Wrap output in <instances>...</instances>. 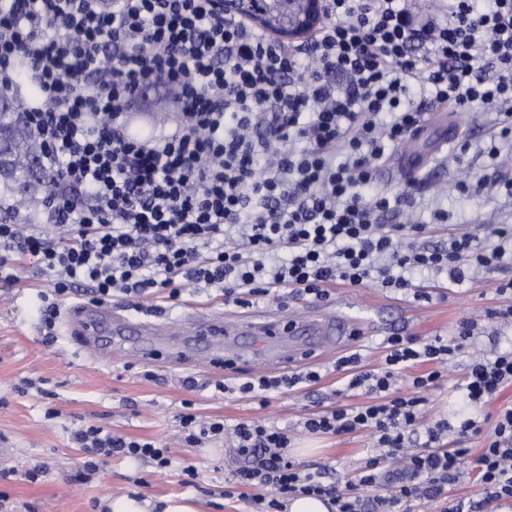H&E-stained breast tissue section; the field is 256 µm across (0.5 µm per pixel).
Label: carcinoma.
I'll return each mask as SVG.
<instances>
[{
	"instance_id": "carcinoma-1",
	"label": "carcinoma",
	"mask_w": 512,
	"mask_h": 512,
	"mask_svg": "<svg viewBox=\"0 0 512 512\" xmlns=\"http://www.w3.org/2000/svg\"><path fill=\"white\" fill-rule=\"evenodd\" d=\"M0 196L28 207L49 187L57 172L44 162L45 149L13 100L0 107Z\"/></svg>"
}]
</instances>
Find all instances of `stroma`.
Masks as SVG:
<instances>
[{
	"label": "stroma",
	"instance_id": "obj_1",
	"mask_svg": "<svg viewBox=\"0 0 512 512\" xmlns=\"http://www.w3.org/2000/svg\"><path fill=\"white\" fill-rule=\"evenodd\" d=\"M496 120L494 111L475 114L456 108L448 114V132L455 142L470 143L464 163L452 152L435 151L436 128H429L415 142L428 165L414 176L399 170H377L375 189L390 193L415 194L417 215L430 221L436 208L448 211L446 229L420 237L424 246L447 242L449 230L483 235L489 225L512 229V199L497 192L468 197L454 191L462 176L493 182L512 173V150L499 156L486 150L488 133ZM512 279V262L492 263L480 269L473 281L463 285L434 283L425 274L416 275L417 293L392 292L374 284L352 288L330 285V296L317 300L296 292L260 300L249 308L225 304L217 291L196 293L185 282L181 299L170 304L164 295L118 296L112 309L129 319L152 315L178 320L197 310L226 322L271 316L279 322L309 318L320 313L343 317L354 328L338 348L318 351L294 366V373L320 371L314 383L273 392L267 405L238 394L216 391V384H234L257 373L258 359L248 354L233 367L217 363L202 370L182 364L167 366L143 363L137 348L124 346L111 364L96 365L76 345L54 328V342H47L39 314L42 275L30 263H21L18 279L0 281V512H101L105 502L127 496L160 506L163 499L179 497L196 512H254L256 497L266 488L234 489L233 473L238 463L233 455L232 437L209 443L204 448H180L171 467L158 470L151 465H133L116 459L84 482L76 476L83 470L84 453L71 439L80 426L94 424L112 432L171 443L179 429L177 416L183 401H191L202 418H223L225 428L239 422L265 420L290 430L295 436L289 450L292 459L307 468H327L331 478L346 481L370 458L373 449L366 434L307 435L302 433L303 417L344 405L365 402L366 396L348 389L347 380L335 369L337 358L359 353L361 369H379L385 357L383 339L393 332L423 340L457 334L464 318L478 319L483 331L479 348H512V327L486 318L487 310L512 306V295L499 293L500 282ZM33 386L22 389L23 381ZM483 435L466 440L467 454L445 485L440 507L464 503L467 512H512V504L487 498L475 480L476 461ZM194 465L199 473L196 485H184L182 468ZM43 466L38 481L18 475L23 466Z\"/></svg>",
	"mask_w": 512,
	"mask_h": 512
}]
</instances>
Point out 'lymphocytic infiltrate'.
<instances>
[{
  "label": "lymphocytic infiltrate",
  "instance_id": "obj_1",
  "mask_svg": "<svg viewBox=\"0 0 512 512\" xmlns=\"http://www.w3.org/2000/svg\"><path fill=\"white\" fill-rule=\"evenodd\" d=\"M216 0H0V94L13 97L60 173L51 191L46 235L21 217L0 222V279L32 261L49 277L40 314L53 330L59 302L81 284L95 301L182 285L224 293L249 307L284 289L323 300L334 282L375 281L411 290L426 269L449 284L474 266L512 256V233L488 240L450 235L444 247L415 245L422 224H384L409 208L406 193L365 198L386 156L424 124L434 107H493L490 140L512 143V0H448L441 14L415 13L411 0H326V19L308 42L288 45L224 13ZM25 64L24 94L15 81ZM168 89L174 107L147 139L126 132L144 111V88ZM477 324L464 319L456 341L393 334L382 367L359 372L358 354L337 360L349 389L369 402L309 415V435L369 433L377 453L346 485L325 481L288 454L287 429L253 421L233 428L240 487L273 488L260 512H282L296 494L328 497L335 512H364L381 460L406 456V477L379 508L440 496L460 449L440 450L444 434L465 440L481 430L476 411L512 384V349L472 356L455 381L475 412L456 423L422 427L425 391L445 378L459 345ZM418 362L433 370L399 386ZM319 375L244 378L235 393L268 392ZM423 431L419 451L404 454L405 435ZM72 439L87 472L133 459L164 469L173 448L80 426ZM485 494L512 501V406L495 415L477 461Z\"/></svg>",
  "mask_w": 512,
  "mask_h": 512
}]
</instances>
